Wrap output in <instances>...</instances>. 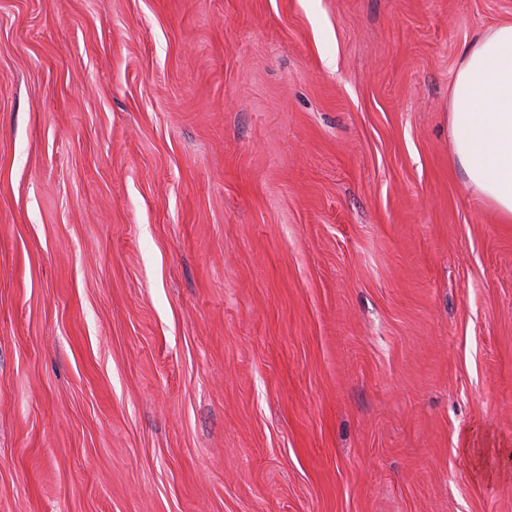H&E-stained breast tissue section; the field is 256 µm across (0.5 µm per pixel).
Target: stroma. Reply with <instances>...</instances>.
<instances>
[{"mask_svg":"<svg viewBox=\"0 0 512 512\" xmlns=\"http://www.w3.org/2000/svg\"><path fill=\"white\" fill-rule=\"evenodd\" d=\"M509 21L0 0V512H512V223L448 114Z\"/></svg>","mask_w":512,"mask_h":512,"instance_id":"stroma-1","label":"stroma"}]
</instances>
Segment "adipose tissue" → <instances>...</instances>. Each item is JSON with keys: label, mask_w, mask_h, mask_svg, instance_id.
<instances>
[{"label": "adipose tissue", "mask_w": 512, "mask_h": 512, "mask_svg": "<svg viewBox=\"0 0 512 512\" xmlns=\"http://www.w3.org/2000/svg\"><path fill=\"white\" fill-rule=\"evenodd\" d=\"M451 162L470 192L512 223V22L464 50L449 102Z\"/></svg>", "instance_id": "adipose-tissue-1"}]
</instances>
